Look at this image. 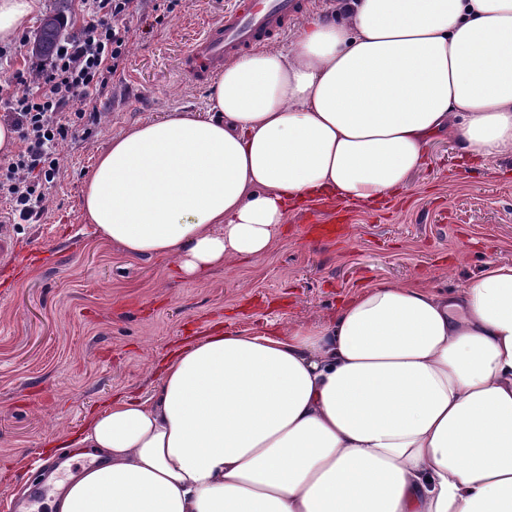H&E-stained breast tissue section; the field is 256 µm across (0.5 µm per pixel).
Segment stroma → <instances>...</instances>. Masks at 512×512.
<instances>
[{"label": "stroma", "mask_w": 512, "mask_h": 512, "mask_svg": "<svg viewBox=\"0 0 512 512\" xmlns=\"http://www.w3.org/2000/svg\"><path fill=\"white\" fill-rule=\"evenodd\" d=\"M40 0L25 32L5 47L6 74L23 93L39 63L32 54ZM230 0H182L162 22L140 26L124 73L100 105L91 135L60 148L61 173L40 220L9 225L0 259V512L31 505L32 488L55 487L91 465L93 449L63 447L90 412L116 395L145 396L168 355L214 327L277 329L328 320L344 298L378 279L421 278L457 288L485 262L512 264V154L485 163L436 139L408 192L378 207L317 205L292 210L268 253L198 277L172 259H133L86 223L83 188L99 154L128 127L173 112L207 113L210 84L181 69L187 45ZM340 218L342 235L307 234V221ZM55 459L33 470L49 443Z\"/></svg>", "instance_id": "1"}]
</instances>
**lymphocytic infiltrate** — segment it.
<instances>
[{"mask_svg":"<svg viewBox=\"0 0 512 512\" xmlns=\"http://www.w3.org/2000/svg\"><path fill=\"white\" fill-rule=\"evenodd\" d=\"M178 0H81L75 34L65 37L41 66L32 87L15 94L0 83V119L18 133V153L0 159V199L24 222L46 210L48 186L61 169L59 142L92 134L98 105L109 84L124 72L140 24L152 13L173 12Z\"/></svg>","mask_w":512,"mask_h":512,"instance_id":"f902f5d3","label":"lymphocytic infiltrate"}]
</instances>
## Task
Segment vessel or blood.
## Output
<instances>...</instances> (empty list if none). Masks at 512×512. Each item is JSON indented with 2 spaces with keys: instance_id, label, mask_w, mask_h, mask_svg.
Returning a JSON list of instances; mask_svg holds the SVG:
<instances>
[{
  "instance_id": "vessel-or-blood-1",
  "label": "vessel or blood",
  "mask_w": 512,
  "mask_h": 512,
  "mask_svg": "<svg viewBox=\"0 0 512 512\" xmlns=\"http://www.w3.org/2000/svg\"><path fill=\"white\" fill-rule=\"evenodd\" d=\"M306 5V0H232L187 48L184 68L197 82H208L231 56L264 44L297 21Z\"/></svg>"
}]
</instances>
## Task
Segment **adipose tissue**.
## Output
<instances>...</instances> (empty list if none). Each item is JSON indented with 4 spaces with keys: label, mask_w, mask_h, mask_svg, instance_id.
<instances>
[{
    "label": "adipose tissue",
    "mask_w": 512,
    "mask_h": 512,
    "mask_svg": "<svg viewBox=\"0 0 512 512\" xmlns=\"http://www.w3.org/2000/svg\"><path fill=\"white\" fill-rule=\"evenodd\" d=\"M210 109L123 131L84 188L101 238L187 277L263 258L298 204L406 192L438 136L511 154L512 0H341L225 63ZM66 445L96 462L53 512H512V264L215 328Z\"/></svg>",
    "instance_id": "ef3b65f1"
}]
</instances>
